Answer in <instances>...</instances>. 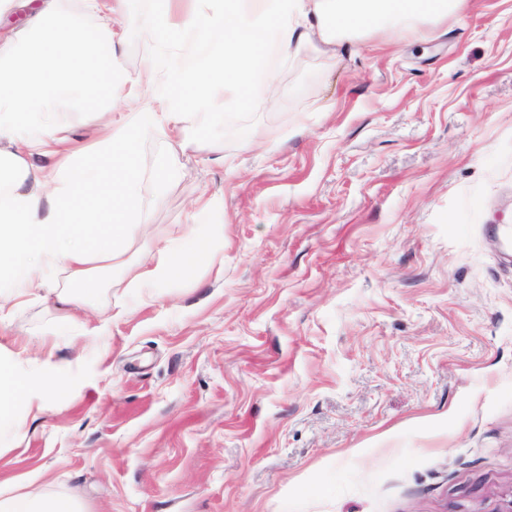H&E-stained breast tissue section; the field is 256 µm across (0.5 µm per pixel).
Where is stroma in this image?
<instances>
[{
    "instance_id": "obj_1",
    "label": "stroma",
    "mask_w": 512,
    "mask_h": 512,
    "mask_svg": "<svg viewBox=\"0 0 512 512\" xmlns=\"http://www.w3.org/2000/svg\"><path fill=\"white\" fill-rule=\"evenodd\" d=\"M155 2L114 24V117L185 49L141 25ZM269 62L249 108L215 88L186 143H139L127 265L189 224L219 253L150 298L103 274L125 315L94 347L35 301L0 325L70 379L0 439V483L89 512H512V0Z\"/></svg>"
}]
</instances>
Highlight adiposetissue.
<instances>
[{"label":"adipose tissue","instance_id":"ef3b65f1","mask_svg":"<svg viewBox=\"0 0 512 512\" xmlns=\"http://www.w3.org/2000/svg\"><path fill=\"white\" fill-rule=\"evenodd\" d=\"M467 0H224L221 11L182 23L193 34L188 50L162 84V111L131 99L120 120L108 112L116 70L106 47L110 22L84 34L71 17L44 0L14 50L0 54V324L13 300L32 296L68 320L91 308L101 271L123 266L131 245L149 232L136 211L141 174L137 143L146 128L184 139L180 108L186 92L206 107L212 85L236 88L239 105L252 100L253 77L271 52L287 56L316 43L385 26L441 20ZM82 98L103 137L74 148L63 136L57 104ZM181 248L163 247L140 265L129 285L164 284L200 254L224 243L220 224L188 225ZM63 388L41 365L0 357V436H19L21 403ZM0 512H86L75 496L13 486L0 491Z\"/></svg>","mask_w":512,"mask_h":512}]
</instances>
